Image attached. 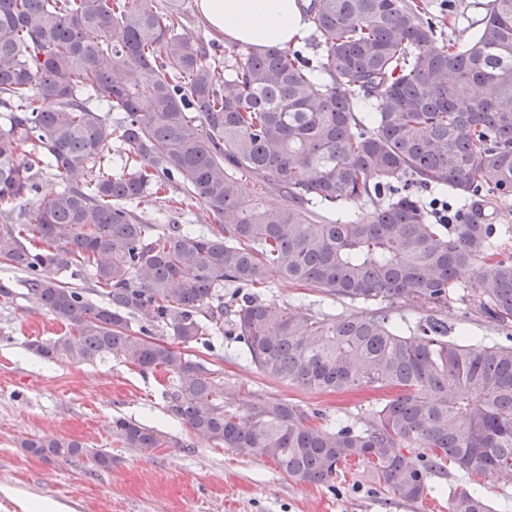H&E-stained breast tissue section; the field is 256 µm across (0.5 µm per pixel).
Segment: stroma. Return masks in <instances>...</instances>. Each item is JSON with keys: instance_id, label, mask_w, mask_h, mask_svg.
<instances>
[{"instance_id": "stroma-1", "label": "stroma", "mask_w": 512, "mask_h": 512, "mask_svg": "<svg viewBox=\"0 0 512 512\" xmlns=\"http://www.w3.org/2000/svg\"><path fill=\"white\" fill-rule=\"evenodd\" d=\"M482 0H427L431 17L442 20L444 39L464 41L484 14ZM460 277L443 316L453 335L506 342L512 326H501L471 302ZM0 512H27L31 501H51L59 512H448V493L462 483L456 470L433 477L432 493L405 502L376 483L357 464L341 465L332 484L295 483L268 458L213 445L167 411L162 371L141 373L119 359L96 364L46 361L27 348L65 332L63 324L27 296L22 271L0 264ZM259 299L314 315L353 314L364 306L332 300L318 291L279 282L258 289ZM192 357L207 363L224 382L228 405L258 395H273L336 420L364 422L388 391L323 394L270 379L241 356L230 337L195 344ZM122 416L163 437L158 448H130L112 434V419ZM53 434L74 439L112 457L108 470L91 472L77 460L46 461L25 441Z\"/></svg>"}]
</instances>
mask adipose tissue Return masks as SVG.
Here are the masks:
<instances>
[{
    "mask_svg": "<svg viewBox=\"0 0 512 512\" xmlns=\"http://www.w3.org/2000/svg\"><path fill=\"white\" fill-rule=\"evenodd\" d=\"M199 8L211 31L229 46L284 47L305 27L297 0H199Z\"/></svg>",
    "mask_w": 512,
    "mask_h": 512,
    "instance_id": "ef3b65f1",
    "label": "adipose tissue"
}]
</instances>
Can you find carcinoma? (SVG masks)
Wrapping results in <instances>:
<instances>
[{"instance_id":"1","label":"carcinoma","mask_w":512,"mask_h":512,"mask_svg":"<svg viewBox=\"0 0 512 512\" xmlns=\"http://www.w3.org/2000/svg\"><path fill=\"white\" fill-rule=\"evenodd\" d=\"M306 15L320 64L291 46L248 44L223 63L216 41L179 32L182 0H0V260L69 328L29 349L162 369L174 417L273 460L298 484L329 483L357 460L416 502L449 466L511 473L512 345L452 339L436 313L474 268L467 296L485 317L512 322V260L492 254L487 223L512 197V0H490L463 43L438 36L424 0H310ZM37 165L60 189L17 224ZM174 183L182 194L165 198V214L199 205L213 224L141 218L147 189ZM424 187L462 202L457 223L432 222L415 193ZM355 202L373 211L336 214ZM71 267L90 272L101 301L50 275ZM277 281L376 308L321 317L253 292ZM398 302L429 315L403 330L388 312ZM222 332L271 379L393 395L361 426L318 424L320 413L272 396L229 408L224 382L184 351ZM112 434L130 448L162 445L123 417ZM24 447L112 467L74 440ZM448 512L495 510L459 485Z\"/></svg>"}]
</instances>
